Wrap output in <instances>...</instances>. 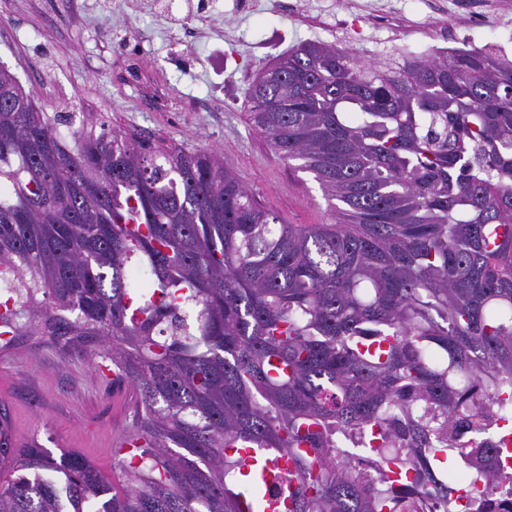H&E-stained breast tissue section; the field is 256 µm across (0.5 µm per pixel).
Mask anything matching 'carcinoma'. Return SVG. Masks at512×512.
Returning <instances> with one entry per match:
<instances>
[{
	"label": "carcinoma",
	"instance_id": "cac0c4a2",
	"mask_svg": "<svg viewBox=\"0 0 512 512\" xmlns=\"http://www.w3.org/2000/svg\"><path fill=\"white\" fill-rule=\"evenodd\" d=\"M248 110L332 222L284 223L214 153L42 112L0 65V325L95 345L136 395L111 480L0 444V512H263L280 457L288 512H426L475 457L492 512L512 479V60L382 71L305 42Z\"/></svg>",
	"mask_w": 512,
	"mask_h": 512
}]
</instances>
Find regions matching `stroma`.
I'll return each mask as SVG.
<instances>
[{
  "mask_svg": "<svg viewBox=\"0 0 512 512\" xmlns=\"http://www.w3.org/2000/svg\"><path fill=\"white\" fill-rule=\"evenodd\" d=\"M57 2L0 0V64L33 91L42 111L92 112L143 141L215 151L289 224L328 223L332 216L312 175L283 161L250 120L248 93L276 57L316 41L386 69L395 60L439 54L441 32L452 27L471 48L512 54V30L433 13L434 0H404L386 30L340 0H314V10L299 16L281 15L273 0L235 15L233 0H218L204 23L177 10L158 13L153 0H70L63 12ZM178 21L181 39L174 42L169 30ZM131 53L163 83L173 111L141 108V91L121 74ZM132 408L127 385L102 380L88 347L21 336L0 350V413L15 416L52 455L74 450L112 474V444L128 431Z\"/></svg>",
  "mask_w": 512,
  "mask_h": 512,
  "instance_id": "1",
  "label": "stroma"
}]
</instances>
